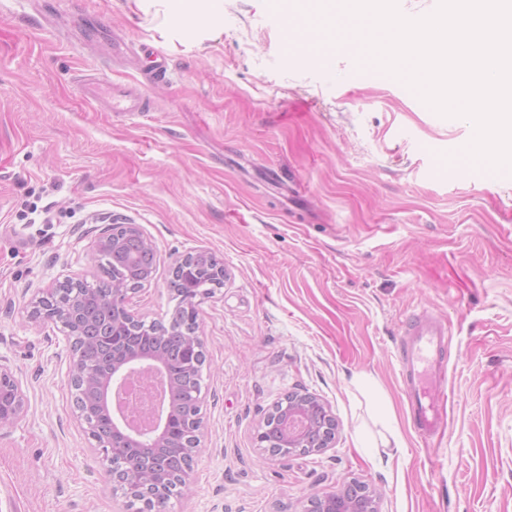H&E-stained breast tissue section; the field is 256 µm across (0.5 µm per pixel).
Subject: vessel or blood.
I'll list each match as a JSON object with an SVG mask.
<instances>
[{
	"label": "vessel or blood",
	"instance_id": "obj_1",
	"mask_svg": "<svg viewBox=\"0 0 512 512\" xmlns=\"http://www.w3.org/2000/svg\"><path fill=\"white\" fill-rule=\"evenodd\" d=\"M85 96L106 112H124L132 116L150 112L151 102L144 93L131 87L116 88L102 84L94 76L84 80ZM406 341L402 351L404 390L417 430L433 434L445 418V399L437 391L446 381L443 351L448 328L439 319L417 314L404 328Z\"/></svg>",
	"mask_w": 512,
	"mask_h": 512
}]
</instances>
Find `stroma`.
<instances>
[{
    "label": "stroma",
    "mask_w": 512,
    "mask_h": 512,
    "mask_svg": "<svg viewBox=\"0 0 512 512\" xmlns=\"http://www.w3.org/2000/svg\"><path fill=\"white\" fill-rule=\"evenodd\" d=\"M315 29L291 0H223L189 32L164 0H0V358L26 395L0 426V512H129L78 423L69 343L28 316V289L98 276L101 216L154 244L145 322L170 316L176 258L224 264L198 304L201 446L168 512H303L352 479L381 512H512V169L477 168L468 121ZM90 73L152 111L96 108ZM423 311L450 331L433 436L400 361ZM295 391L330 405L336 440L266 461L257 425Z\"/></svg>",
    "instance_id": "35a3bbf8"
}]
</instances>
